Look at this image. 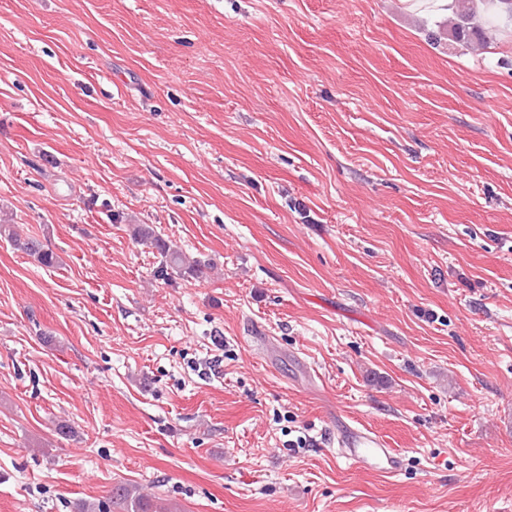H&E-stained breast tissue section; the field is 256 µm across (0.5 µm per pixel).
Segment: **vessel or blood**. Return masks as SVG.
<instances>
[{
  "label": "vessel or blood",
  "mask_w": 512,
  "mask_h": 512,
  "mask_svg": "<svg viewBox=\"0 0 512 512\" xmlns=\"http://www.w3.org/2000/svg\"><path fill=\"white\" fill-rule=\"evenodd\" d=\"M336 441L354 467L374 468L386 474L396 473L400 468L398 456L380 435L355 426L346 416L336 418Z\"/></svg>",
  "instance_id": "obj_1"
}]
</instances>
